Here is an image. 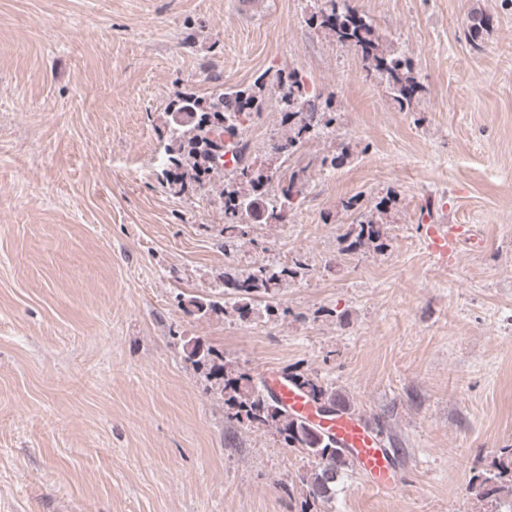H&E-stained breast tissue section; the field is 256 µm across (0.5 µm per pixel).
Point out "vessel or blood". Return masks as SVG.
Instances as JSON below:
<instances>
[{
  "mask_svg": "<svg viewBox=\"0 0 512 512\" xmlns=\"http://www.w3.org/2000/svg\"><path fill=\"white\" fill-rule=\"evenodd\" d=\"M459 243L456 225L432 226L429 248L438 261L454 258ZM262 383L266 392L282 407L309 420L317 430L335 439L373 489L388 497L396 493L399 478L383 446V438L365 418L345 410L322 412L319 404L282 372L267 371Z\"/></svg>",
  "mask_w": 512,
  "mask_h": 512,
  "instance_id": "vessel-or-blood-1",
  "label": "vessel or blood"
}]
</instances>
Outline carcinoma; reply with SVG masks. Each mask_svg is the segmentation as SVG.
Listing matches in <instances>:
<instances>
[{
  "label": "carcinoma",
  "mask_w": 512,
  "mask_h": 512,
  "mask_svg": "<svg viewBox=\"0 0 512 512\" xmlns=\"http://www.w3.org/2000/svg\"><path fill=\"white\" fill-rule=\"evenodd\" d=\"M310 11L306 23L320 29L333 40L352 48L363 67L376 74L387 93L402 112L411 110L423 91L415 76L411 61L394 43L380 34L369 18L351 0H309ZM493 18L478 9L468 14L466 36L475 49H480L484 33L490 30ZM275 97L282 124L288 133L273 146L277 154L290 157L311 138L336 128L339 116L331 109L330 100L308 92L302 78L296 73L276 72L261 74L252 83L233 89L217 88L209 97L180 96L174 101L173 125L168 131L165 146V174L169 179L209 190L215 188L224 202V247L235 245L245 236L247 224H284L288 213L306 198L310 187L308 168L292 170L287 177L256 167L249 160L246 139L248 124L267 107ZM224 133L237 156V164L224 175V181L215 186L211 175L222 168L217 163L218 141L216 130ZM352 141L336 144L333 153L320 160V166L335 170L346 164L355 154ZM395 204L392 193L377 203L368 213L349 225L343 240L348 242L344 252L359 254L370 248L383 250V226L389 223L390 208ZM309 265L296 255L291 264L280 268L258 264L246 272L224 271V294L234 296L232 311L244 318L252 311L256 295L267 294L284 282L305 276ZM224 298L198 299L188 302L187 311L193 315L211 316L226 313ZM185 359L203 371L224 393L226 418L252 427H269L279 437L283 448L304 452L312 468L299 476L304 502L330 501L336 496V482L353 464L336 441L288 412L270 397L245 371L233 369L224 363V355L217 349L190 339L184 343ZM311 396L334 410L351 409L349 401L337 390L325 386L318 378L303 373L294 374ZM469 490L485 506V512H502L508 506L512 512V447L500 448L489 465L473 469Z\"/></svg>",
  "instance_id": "1"
}]
</instances>
